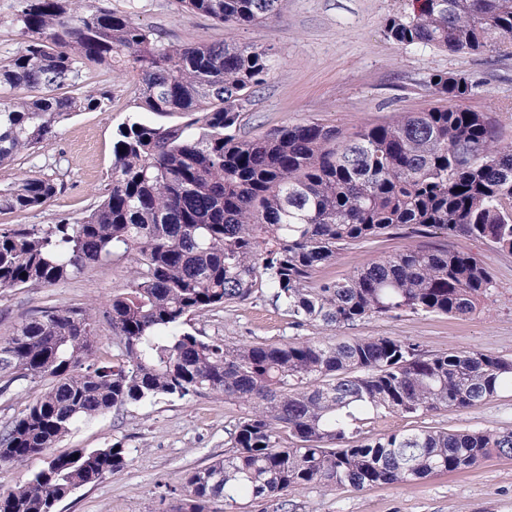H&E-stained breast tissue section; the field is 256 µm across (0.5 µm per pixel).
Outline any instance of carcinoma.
<instances>
[{
  "label": "carcinoma",
  "instance_id": "carcinoma-1",
  "mask_svg": "<svg viewBox=\"0 0 512 512\" xmlns=\"http://www.w3.org/2000/svg\"><path fill=\"white\" fill-rule=\"evenodd\" d=\"M384 21L406 47L512 53V0H415ZM225 25L272 22L282 0H180ZM24 37L0 58V167L49 145L73 114L106 91H83L89 64L128 75L141 111L112 143V182L75 222L0 229V289L48 288L111 258L130 261V285L103 308L46 309L0 341V377L42 381L43 394L0 430V464L19 465L81 422L164 396L210 391L244 406L232 451L184 477L176 512L222 499L278 501L306 488L363 490L471 469L512 456V428H433L369 434L387 417L472 408L512 387V361L450 351L431 356L388 336L334 342L227 345L185 328L188 317L267 295L299 328H343L400 311L466 315L491 294L470 253L409 246L350 276L319 278L344 250L392 230L463 237L512 254V144L483 113L448 106L406 112L353 137L308 120L259 139L238 135L246 105L270 77L253 44H174L131 11L91 0H19ZM432 93L475 95L443 72ZM50 179L0 184V212L43 206ZM121 350L98 355L95 323ZM127 462L121 444L76 448L12 490L0 512H54L72 489Z\"/></svg>",
  "mask_w": 512,
  "mask_h": 512
}]
</instances>
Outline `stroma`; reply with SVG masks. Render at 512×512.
Returning a JSON list of instances; mask_svg holds the SVG:
<instances>
[{
  "mask_svg": "<svg viewBox=\"0 0 512 512\" xmlns=\"http://www.w3.org/2000/svg\"><path fill=\"white\" fill-rule=\"evenodd\" d=\"M95 4L133 12L170 42L226 41L270 49L273 73L247 105L239 131L247 139L307 120L352 134L401 112L424 111L438 104L426 77L443 71L483 81L482 91L462 105L485 113L500 141L512 142V56L396 44L386 37L383 22L390 14L410 10L411 0H283L278 19L247 27L189 13L178 0ZM82 81L88 89H109L110 99L74 114L39 153L21 154L0 168L2 185L42 174L62 184L61 193L33 211L0 213V228L73 220L94 208L104 194L112 175L113 137L136 110L135 87L131 80L96 65L84 70ZM429 243L418 234L386 236L372 246L343 251L321 274L337 280L376 257ZM449 245L476 256L493 274L495 290L474 314L401 313L341 329L320 324L295 328L282 306L264 297L193 316L190 327L228 344L283 342L296 336L324 341L339 335L391 336L417 342L428 354L466 350L512 360V255L498 254L474 239H453ZM129 267V261L116 259L49 288L0 289V337L11 336L22 322L48 307L102 306L127 287ZM241 412L223 396L203 394L130 405L81 423L55 443L52 454L118 442L129 450L127 464L79 489L57 505V512H172L177 499L165 495V484L180 485L190 470L222 458L229 449L230 424ZM421 427L450 432L512 427V390L470 409L448 407L418 419L391 418L372 424L371 430ZM288 502L289 512H512V457L495 455L470 470L408 485H376L362 491L306 489L290 493Z\"/></svg>",
  "mask_w": 512,
  "mask_h": 512,
  "instance_id": "35a3bbf8",
  "label": "stroma"
}]
</instances>
